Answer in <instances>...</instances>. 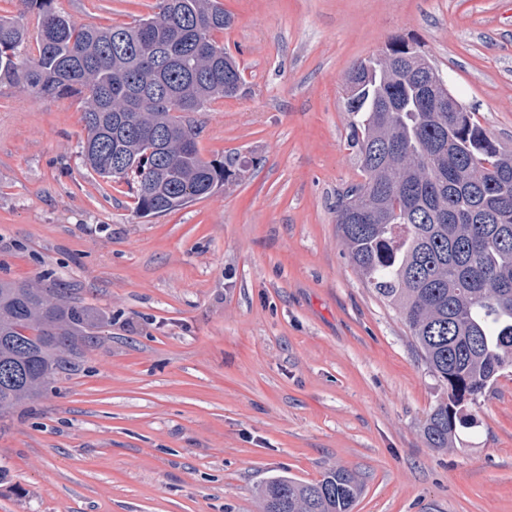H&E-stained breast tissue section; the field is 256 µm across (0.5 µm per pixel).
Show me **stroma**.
Masks as SVG:
<instances>
[{
    "label": "stroma",
    "instance_id": "35a3bbf8",
    "mask_svg": "<svg viewBox=\"0 0 512 512\" xmlns=\"http://www.w3.org/2000/svg\"><path fill=\"white\" fill-rule=\"evenodd\" d=\"M243 94L189 113L209 160L247 161L149 217L82 163L83 104L0 86V279L72 288L100 328L78 370L0 416V512H261L257 489L344 467L353 512H512V369L451 449L443 389L351 266L336 198L360 181L344 79L418 42L512 150V0H222ZM156 0H56L79 24Z\"/></svg>",
    "mask_w": 512,
    "mask_h": 512
}]
</instances>
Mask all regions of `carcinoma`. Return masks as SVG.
<instances>
[{
  "mask_svg": "<svg viewBox=\"0 0 512 512\" xmlns=\"http://www.w3.org/2000/svg\"><path fill=\"white\" fill-rule=\"evenodd\" d=\"M18 2L36 25L0 19V84L82 99L83 164L135 189L138 214L203 199L236 175V161L201 157L183 116L244 91L215 39L232 22L220 0H157L152 16L107 27L76 24L54 0ZM436 71L400 37L351 67L343 103L362 180L340 194L336 223L358 276L399 311L446 389L423 427L428 447L454 448L468 407L512 365V151L453 111ZM97 341L70 289L1 279L0 413L70 375L80 346ZM360 495L344 468L259 489L262 512H352Z\"/></svg>",
  "mask_w": 512,
  "mask_h": 512,
  "instance_id": "1",
  "label": "carcinoma"
}]
</instances>
